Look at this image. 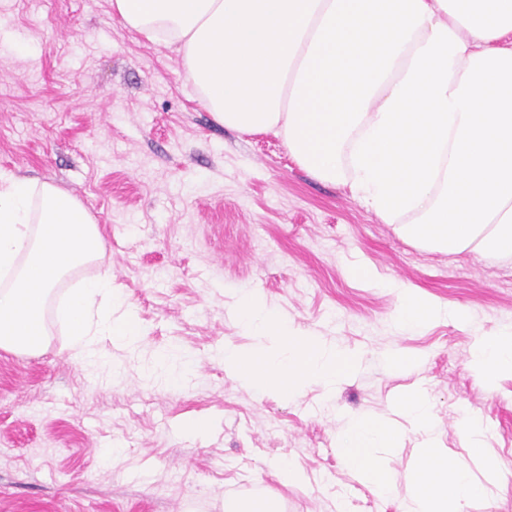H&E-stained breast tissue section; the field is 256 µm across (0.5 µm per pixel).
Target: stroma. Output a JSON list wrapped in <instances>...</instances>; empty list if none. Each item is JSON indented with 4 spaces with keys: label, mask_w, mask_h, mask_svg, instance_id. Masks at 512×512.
<instances>
[{
    "label": "stroma",
    "mask_w": 512,
    "mask_h": 512,
    "mask_svg": "<svg viewBox=\"0 0 512 512\" xmlns=\"http://www.w3.org/2000/svg\"><path fill=\"white\" fill-rule=\"evenodd\" d=\"M1 168L83 204L104 251L79 274L111 269L145 334L131 349L100 342L92 371L69 360L52 318L39 351L0 349V512H224L248 491L274 492L286 512H400L421 436L406 429L389 452L397 490L382 498L345 465L337 435L351 414L393 418L418 386L441 448L488 483L463 512H512V373L489 387L469 368L478 337L512 326V260L420 249L310 176L282 139L216 122L180 54L127 30L111 0H0ZM351 266L375 280L349 277ZM393 281L470 318L400 333ZM245 291L360 353L329 401L316 388L255 393L213 361L251 342L235 318ZM174 345L199 364L178 390L145 373ZM393 349L420 364L394 370ZM463 408L488 429L494 472L470 454ZM197 419L209 430L195 438ZM282 460L303 480H275Z\"/></svg>",
    "instance_id": "stroma-1"
}]
</instances>
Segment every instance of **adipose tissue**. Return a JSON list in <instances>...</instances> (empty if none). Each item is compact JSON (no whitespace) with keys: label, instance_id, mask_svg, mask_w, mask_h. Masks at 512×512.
<instances>
[{"label":"adipose tissue","instance_id":"obj_1","mask_svg":"<svg viewBox=\"0 0 512 512\" xmlns=\"http://www.w3.org/2000/svg\"><path fill=\"white\" fill-rule=\"evenodd\" d=\"M127 29L180 53L189 81L224 127L280 137L321 182L351 196L416 247L512 258V0H112ZM461 310L405 296L409 330ZM61 316L78 365L97 339L132 346L142 334L111 271L78 282ZM252 342L224 348V370L254 391L332 394L351 353L297 328L258 294L237 305ZM471 369L484 381L512 372V329L477 340ZM194 359L155 356L151 376L182 387ZM397 411L422 434L402 512H449L487 486L449 461L425 389ZM402 429L369 415L339 434L344 462L380 494L396 489L386 451Z\"/></svg>","mask_w":512,"mask_h":512}]
</instances>
